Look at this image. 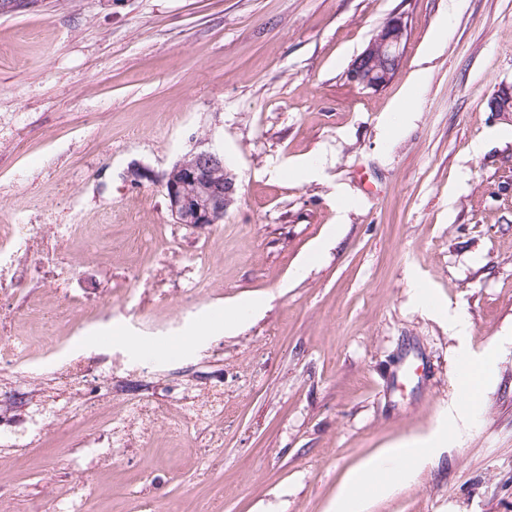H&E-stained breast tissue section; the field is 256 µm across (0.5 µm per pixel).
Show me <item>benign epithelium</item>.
<instances>
[{
	"mask_svg": "<svg viewBox=\"0 0 512 512\" xmlns=\"http://www.w3.org/2000/svg\"><path fill=\"white\" fill-rule=\"evenodd\" d=\"M406 38L404 19L389 18L351 63L349 82L360 89L386 86L399 70ZM129 177L136 183H160L175 222L198 230L222 223L237 193L234 177L225 168L224 155L217 151L191 153L160 174L136 168Z\"/></svg>",
	"mask_w": 512,
	"mask_h": 512,
	"instance_id": "1",
	"label": "benign epithelium"
}]
</instances>
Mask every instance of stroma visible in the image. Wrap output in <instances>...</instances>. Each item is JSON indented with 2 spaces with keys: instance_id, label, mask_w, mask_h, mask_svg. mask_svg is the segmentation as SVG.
<instances>
[{
  "instance_id": "35a3bbf8",
  "label": "stroma",
  "mask_w": 512,
  "mask_h": 512,
  "mask_svg": "<svg viewBox=\"0 0 512 512\" xmlns=\"http://www.w3.org/2000/svg\"><path fill=\"white\" fill-rule=\"evenodd\" d=\"M396 76L349 84L392 16ZM450 25L438 37L442 20ZM512 0H41L0 14V224L36 239L0 299V512H336L346 478L429 435L490 355L464 435L358 512H512ZM223 153V223H175L128 173ZM244 313L234 331L220 322ZM469 322L448 329L449 314ZM214 328L201 331L203 322ZM112 374L60 387L71 359ZM223 414L176 432L199 394ZM133 447L93 438L127 398Z\"/></svg>"
}]
</instances>
